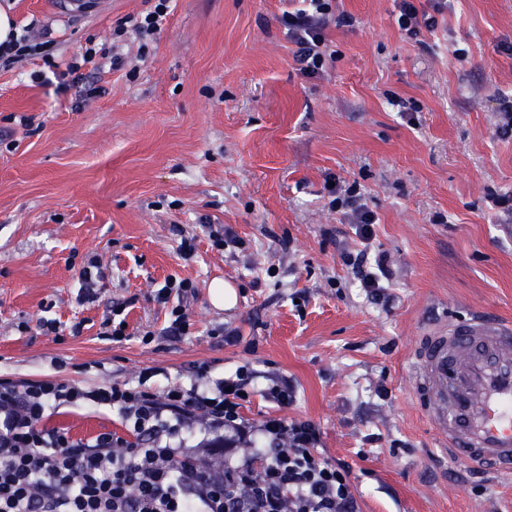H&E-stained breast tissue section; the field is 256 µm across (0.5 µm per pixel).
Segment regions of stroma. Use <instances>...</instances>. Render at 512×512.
<instances>
[{
	"mask_svg": "<svg viewBox=\"0 0 512 512\" xmlns=\"http://www.w3.org/2000/svg\"><path fill=\"white\" fill-rule=\"evenodd\" d=\"M11 2L59 66L99 53L67 86L38 57L0 67V377L98 384L149 369L161 391L193 366L213 379L245 366L243 415L315 423L361 512H512V483L445 456L408 383L421 336L477 313L512 320V219L489 200L512 193V137L497 131L512 103V0H448L413 39L396 24L400 0H340L355 23L328 30L335 58L315 78L281 23L293 0H175L146 57L134 37L117 44L122 70L112 31L148 0ZM88 83L100 95L84 97ZM333 183L356 187L376 218L384 299L341 258L361 244L331 206ZM203 224L227 229L223 248ZM91 255L107 277L81 306ZM168 277L196 286L185 336L161 333L154 292ZM218 282L234 306L212 305ZM121 303L125 337L102 338ZM46 313L80 334L44 333ZM270 373L296 382L292 405L262 397ZM51 423L76 439L126 433L110 407Z\"/></svg>",
	"mask_w": 512,
	"mask_h": 512,
	"instance_id": "obj_1",
	"label": "stroma"
}]
</instances>
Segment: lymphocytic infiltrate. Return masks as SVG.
I'll list each match as a JSON object with an SVG mask.
<instances>
[{
	"instance_id": "f902f5d3",
	"label": "lymphocytic infiltrate",
	"mask_w": 512,
	"mask_h": 512,
	"mask_svg": "<svg viewBox=\"0 0 512 512\" xmlns=\"http://www.w3.org/2000/svg\"><path fill=\"white\" fill-rule=\"evenodd\" d=\"M170 2L154 0L132 26L117 25L115 36L133 33L139 53H147ZM282 22L301 74L313 78L330 59L326 29L353 19L337 12L336 0H305ZM333 203L348 210L363 243L343 261L363 288L380 294L387 257L366 249L374 215L350 189ZM149 377L142 372L136 386L0 378V512H360L348 466L325 455L312 421L244 419L247 367L215 381L199 372L190 386L161 393L145 388ZM103 406L118 409L126 436L108 431L76 440L50 423L62 407ZM257 440L261 448L239 458Z\"/></svg>"
}]
</instances>
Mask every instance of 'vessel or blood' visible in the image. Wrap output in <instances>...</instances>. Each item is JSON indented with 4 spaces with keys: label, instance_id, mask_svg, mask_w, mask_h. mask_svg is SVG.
Returning a JSON list of instances; mask_svg holds the SVG:
<instances>
[{
    "label": "vessel or blood",
    "instance_id": "vessel-or-blood-1",
    "mask_svg": "<svg viewBox=\"0 0 512 512\" xmlns=\"http://www.w3.org/2000/svg\"><path fill=\"white\" fill-rule=\"evenodd\" d=\"M410 383L448 453L512 479V325L482 316L426 337Z\"/></svg>",
    "mask_w": 512,
    "mask_h": 512
}]
</instances>
